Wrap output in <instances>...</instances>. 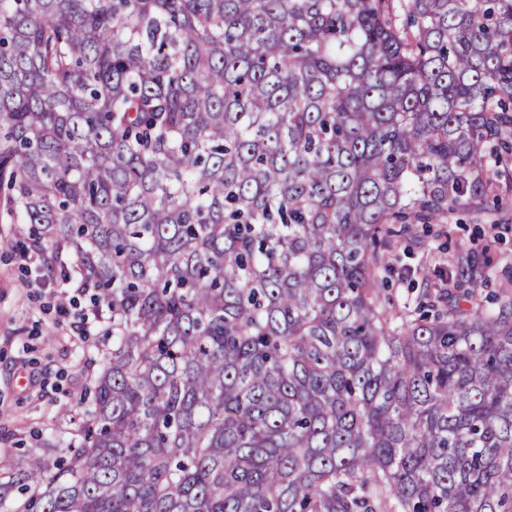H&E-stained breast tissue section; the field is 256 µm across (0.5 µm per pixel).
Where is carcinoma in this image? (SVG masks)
Segmentation results:
<instances>
[{
	"label": "carcinoma",
	"instance_id": "obj_1",
	"mask_svg": "<svg viewBox=\"0 0 512 512\" xmlns=\"http://www.w3.org/2000/svg\"><path fill=\"white\" fill-rule=\"evenodd\" d=\"M490 198L512 0H0V201L112 317L89 419L0 501L512 512V296L398 316L373 248Z\"/></svg>",
	"mask_w": 512,
	"mask_h": 512
}]
</instances>
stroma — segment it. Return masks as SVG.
<instances>
[{"label":"stroma","mask_w":512,"mask_h":512,"mask_svg":"<svg viewBox=\"0 0 512 512\" xmlns=\"http://www.w3.org/2000/svg\"><path fill=\"white\" fill-rule=\"evenodd\" d=\"M505 213L507 223L498 225L489 214L464 208L441 224L412 225L408 236L390 243V265L381 273L386 301L397 308L414 304L430 284L454 282L458 254L482 249L494 267L479 289L498 291L502 269L512 268V206ZM68 292L65 268L44 272L22 225L0 213V459L13 464L80 427L101 354L112 345L108 317L92 336L73 335L81 309L57 305Z\"/></svg>","instance_id":"35a3bbf8"}]
</instances>
